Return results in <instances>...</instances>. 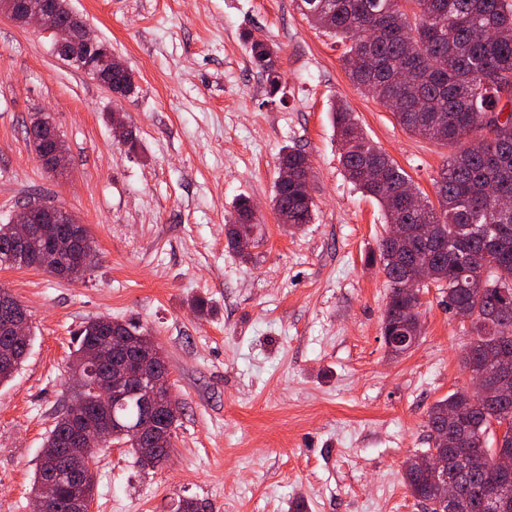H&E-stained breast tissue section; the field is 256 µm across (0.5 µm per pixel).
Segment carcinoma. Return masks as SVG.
<instances>
[{
  "mask_svg": "<svg viewBox=\"0 0 512 512\" xmlns=\"http://www.w3.org/2000/svg\"><path fill=\"white\" fill-rule=\"evenodd\" d=\"M302 14L346 45L343 67L349 78L367 89L389 107L400 125L420 137L454 149L448 165L436 182L439 207L415 189L407 174L385 152L367 141L359 131L354 112L343 103L331 107L334 133L343 148L341 162L349 181L374 197L388 224H431L433 236L422 244L431 258L430 283L443 290L448 311L463 307L474 312L476 336L466 345L465 367L484 374L489 385L496 383L499 362L505 348L512 349V288L499 284L496 266L512 265V211L498 209L487 192L512 198V119L496 124V116L512 103V3L509 0H298ZM253 62L266 75L270 93L280 88V63L269 44L250 41ZM134 86L133 75L112 73V90L125 94ZM35 114L27 130L28 141L37 156L54 141L41 129ZM477 145L469 147L471 139ZM281 162L292 178L276 185L272 208L283 225L298 227L310 223L314 202L301 180L310 168L305 153L282 150ZM236 221L225 225L230 244L254 232L250 201L238 199ZM76 252L96 250L84 225L61 224ZM379 261L390 293L382 332L387 336L408 318L409 301L400 292L406 275L408 254L394 245L379 242ZM31 335L23 345L0 330V354L10 364L0 368V384L8 382L24 362ZM70 365L76 382L75 398L83 401L89 425H95L100 411V394L79 382L86 375L89 355L98 346L114 343L135 353L142 348H159L150 328L132 322L96 317L77 332ZM163 409L155 416L156 430L163 442L147 453L145 445L127 432L140 417L136 398H125V408L116 411L109 440L93 437L88 448H105L114 443L128 448L142 468H156L167 461L172 437L181 414L179 402L168 390L158 394ZM472 404V415L457 418L456 407ZM487 415L507 422L500 445L512 448V399L487 402L466 389L457 390L435 402L427 411L429 438L448 432V478L456 481L457 495L452 512H512V474L494 477L486 456ZM73 420L64 409L56 416L44 440L41 462L31 484V494H41L57 464ZM405 484L424 505L436 503L442 476L418 470L408 458L403 464ZM85 486L78 490L86 500L94 494L95 476L90 466L76 467Z\"/></svg>",
  "mask_w": 512,
  "mask_h": 512,
  "instance_id": "carcinoma-1",
  "label": "carcinoma"
}]
</instances>
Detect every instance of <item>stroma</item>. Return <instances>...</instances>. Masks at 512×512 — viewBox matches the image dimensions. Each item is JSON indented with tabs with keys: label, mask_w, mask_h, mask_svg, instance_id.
Here are the masks:
<instances>
[{
	"label": "stroma",
	"mask_w": 512,
	"mask_h": 512,
	"mask_svg": "<svg viewBox=\"0 0 512 512\" xmlns=\"http://www.w3.org/2000/svg\"><path fill=\"white\" fill-rule=\"evenodd\" d=\"M134 78L113 93L55 55L51 36L0 14V224L41 197L72 211L99 259L75 282L0 266L30 313L33 341L0 385V512H31L44 438L73 396L74 331L107 316L151 328L183 414L169 461L140 469L126 449L92 459V512H172L194 497L212 512H424L403 463L429 447L428 408L471 381L470 324L423 289L422 334L388 353L389 286L368 258L386 230L378 202L340 162L330 116L347 103L360 130L428 198L448 146L412 135L346 74L343 46L297 0H70ZM279 53L269 95L249 39ZM48 115L67 165L45 170L25 134ZM131 134L116 138L112 115ZM286 147L312 165L311 223L271 206ZM250 198L261 238L242 261L224 232ZM206 298L213 313L190 306Z\"/></svg>",
	"instance_id": "stroma-1"
}]
</instances>
